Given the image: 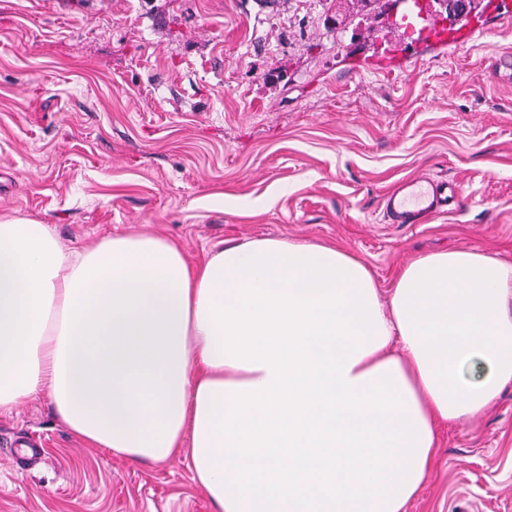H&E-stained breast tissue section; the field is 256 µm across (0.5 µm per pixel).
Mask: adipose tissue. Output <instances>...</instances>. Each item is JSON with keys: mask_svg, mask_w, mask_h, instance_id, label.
I'll list each match as a JSON object with an SVG mask.
<instances>
[{"mask_svg": "<svg viewBox=\"0 0 512 512\" xmlns=\"http://www.w3.org/2000/svg\"><path fill=\"white\" fill-rule=\"evenodd\" d=\"M510 383L512 265L479 251L416 256L384 296L330 243L192 267L158 234L0 221V414L44 396L129 459L189 447L217 512H404L439 428Z\"/></svg>", "mask_w": 512, "mask_h": 512, "instance_id": "1", "label": "adipose tissue"}]
</instances>
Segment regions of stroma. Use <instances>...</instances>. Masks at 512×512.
I'll return each mask as SVG.
<instances>
[{"label": "stroma", "mask_w": 512, "mask_h": 512, "mask_svg": "<svg viewBox=\"0 0 512 512\" xmlns=\"http://www.w3.org/2000/svg\"><path fill=\"white\" fill-rule=\"evenodd\" d=\"M387 0H0V218L68 245L157 232L197 265L222 243L331 242L388 291L470 248L512 262V30L404 72H355L405 38ZM458 181L461 209L387 223L400 179ZM37 462H30V452ZM0 512H216L188 450L96 448L38 398L0 415ZM406 512H512V385L438 431Z\"/></svg>", "instance_id": "obj_1"}]
</instances>
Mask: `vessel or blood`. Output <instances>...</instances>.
I'll return each mask as SVG.
<instances>
[{"instance_id":"1","label":"vessel or blood","mask_w":512,"mask_h":512,"mask_svg":"<svg viewBox=\"0 0 512 512\" xmlns=\"http://www.w3.org/2000/svg\"><path fill=\"white\" fill-rule=\"evenodd\" d=\"M388 9L408 32L407 49L359 54L352 60L353 69L371 64L387 71L402 70L418 62L427 50L454 51L512 22V0H492L487 11L479 14L463 10L448 23L434 12L430 0H390ZM384 202L389 223L419 224L460 208L463 196L460 184L454 181L406 179L385 194Z\"/></svg>"}]
</instances>
